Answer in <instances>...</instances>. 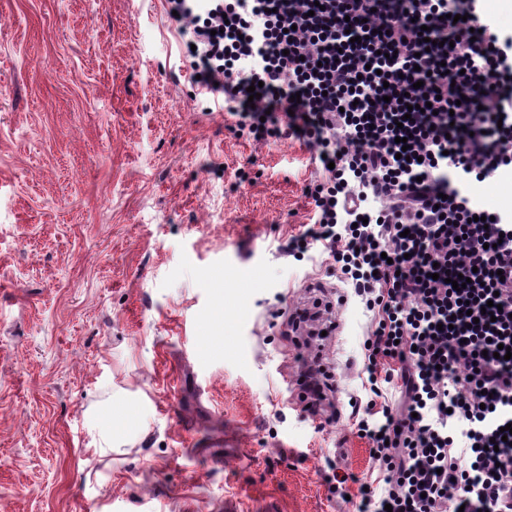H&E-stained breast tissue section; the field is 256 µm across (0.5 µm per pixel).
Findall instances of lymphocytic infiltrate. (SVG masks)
Returning <instances> with one entry per match:
<instances>
[{
	"label": "lymphocytic infiltrate",
	"instance_id": "obj_1",
	"mask_svg": "<svg viewBox=\"0 0 512 512\" xmlns=\"http://www.w3.org/2000/svg\"><path fill=\"white\" fill-rule=\"evenodd\" d=\"M167 3L238 132L334 164L291 247L376 309L368 380L404 386L357 424L384 483L358 512H512V211L485 221L464 189L512 173V30L483 0Z\"/></svg>",
	"mask_w": 512,
	"mask_h": 512
}]
</instances>
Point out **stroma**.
<instances>
[{"label":"stroma","instance_id":"obj_1","mask_svg":"<svg viewBox=\"0 0 512 512\" xmlns=\"http://www.w3.org/2000/svg\"><path fill=\"white\" fill-rule=\"evenodd\" d=\"M165 8L0 0V512H356L375 313L285 250L319 150L231 130ZM317 297L331 422L285 327Z\"/></svg>","mask_w":512,"mask_h":512}]
</instances>
